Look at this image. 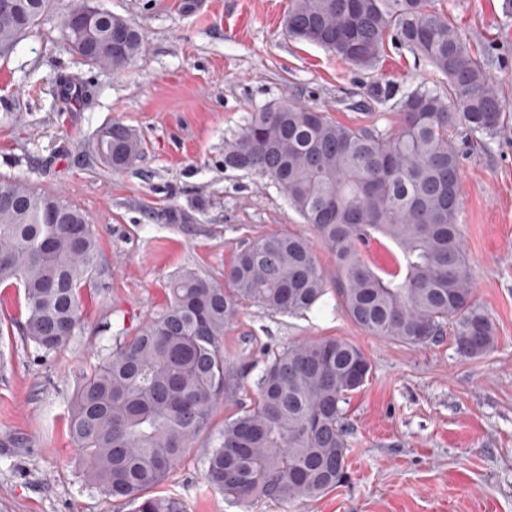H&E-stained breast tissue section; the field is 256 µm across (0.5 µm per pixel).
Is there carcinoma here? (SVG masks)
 I'll return each mask as SVG.
<instances>
[{
	"label": "carcinoma",
	"instance_id": "1",
	"mask_svg": "<svg viewBox=\"0 0 512 512\" xmlns=\"http://www.w3.org/2000/svg\"><path fill=\"white\" fill-rule=\"evenodd\" d=\"M25 28L0 13V53L9 52L52 0H13ZM120 17H97L106 44ZM288 37L319 45L356 67H370L386 39L406 47L448 81L447 96L419 86L399 102L398 127L345 125L282 100L252 113L224 140V168L271 178L333 258L327 277L307 240L264 235L241 250L220 284L186 271L167 284L166 305L133 335L119 331L83 375L66 426L86 478L130 512H181L171 498L149 495L163 483L233 393L224 363V326L248 302L282 314L311 310L334 284L347 316L373 336L419 347L454 329L460 353L478 358L496 343L494 325L473 300L470 259L459 224L461 147L493 137L505 124L495 82L438 0H289ZM132 28L123 51L98 61L118 71L137 56ZM65 108L81 106L79 79L59 80ZM112 169L133 166L141 140L125 125L104 130ZM0 286L23 291L17 328L40 358L83 327V287L102 278L97 239L86 214L48 192L0 181ZM385 238L399 249L392 269L371 267L364 250ZM257 393L224 422L206 456V487L239 503L313 499L341 481L346 464L345 411L371 365L340 338L292 344L266 353Z\"/></svg>",
	"mask_w": 512,
	"mask_h": 512
}]
</instances>
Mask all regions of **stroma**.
Returning a JSON list of instances; mask_svg holds the SVG:
<instances>
[{
  "label": "stroma",
  "mask_w": 512,
  "mask_h": 512,
  "mask_svg": "<svg viewBox=\"0 0 512 512\" xmlns=\"http://www.w3.org/2000/svg\"><path fill=\"white\" fill-rule=\"evenodd\" d=\"M74 0H54L40 25L0 55V178L57 193L88 217L106 267L86 292L79 336L40 363L12 333L25 318L21 289L0 287V512H130L83 474L63 416L83 372L106 343L102 328L135 331L166 301L183 269L223 282L254 237L304 235L323 267L331 257L271 178L224 167V141L251 112L288 98L343 124L396 127L398 103L443 76L405 47L386 43L362 70L324 48L289 39V0H97L142 28L143 50L122 71L72 54L61 19ZM478 50L507 109V130L468 146L461 159L459 222L474 300L497 341L479 358L461 354L451 326L410 347L370 335L335 292L312 310L281 314L244 305L224 329V359L237 391L155 490L185 512H512V18L503 0H440ZM88 85L81 107L63 109L56 80ZM144 141L143 158L115 171L94 150L112 123ZM357 346L372 371L345 406L347 476L313 501L242 506L207 490L208 450L240 401L255 394L264 353L316 338Z\"/></svg>",
  "instance_id": "obj_1"
}]
</instances>
